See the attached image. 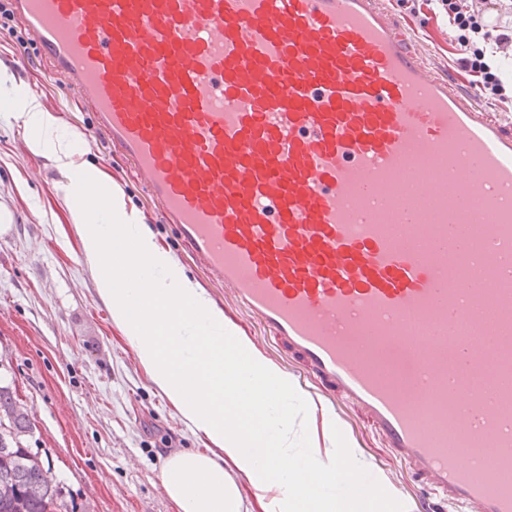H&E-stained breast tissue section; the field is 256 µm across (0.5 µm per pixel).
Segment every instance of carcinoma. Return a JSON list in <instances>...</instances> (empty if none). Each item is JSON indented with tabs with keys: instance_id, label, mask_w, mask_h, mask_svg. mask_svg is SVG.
<instances>
[{
	"instance_id": "cac0c4a2",
	"label": "carcinoma",
	"mask_w": 512,
	"mask_h": 512,
	"mask_svg": "<svg viewBox=\"0 0 512 512\" xmlns=\"http://www.w3.org/2000/svg\"><path fill=\"white\" fill-rule=\"evenodd\" d=\"M18 395L0 385V512H70L68 492L50 462L26 445L35 424L17 410Z\"/></svg>"
}]
</instances>
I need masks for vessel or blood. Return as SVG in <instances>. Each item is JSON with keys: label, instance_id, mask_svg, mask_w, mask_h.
<instances>
[{"label": "vessel or blood", "instance_id": "b4317fda", "mask_svg": "<svg viewBox=\"0 0 512 512\" xmlns=\"http://www.w3.org/2000/svg\"><path fill=\"white\" fill-rule=\"evenodd\" d=\"M212 280L449 507L512 512V128L383 0H12Z\"/></svg>", "mask_w": 512, "mask_h": 512}]
</instances>
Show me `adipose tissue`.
<instances>
[{
    "label": "adipose tissue",
    "instance_id": "ef3b65f1",
    "mask_svg": "<svg viewBox=\"0 0 512 512\" xmlns=\"http://www.w3.org/2000/svg\"><path fill=\"white\" fill-rule=\"evenodd\" d=\"M0 84L12 90L9 106L20 114L30 149L52 159L65 178L60 190L113 323L153 386L206 439L205 450L173 454L162 468V487L179 512H242L228 462L247 476L268 512H373L377 497L362 486L355 454L341 448L294 456L288 439L301 407L285 376L228 335L223 311L179 260L159 249L121 190H108L102 206L89 198L103 185L100 170L75 162L73 139L58 134L38 99L7 69L0 68ZM341 483L348 494H337Z\"/></svg>",
    "mask_w": 512,
    "mask_h": 512
}]
</instances>
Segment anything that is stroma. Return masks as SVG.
Returning <instances> with one entry per match:
<instances>
[{"mask_svg": "<svg viewBox=\"0 0 512 512\" xmlns=\"http://www.w3.org/2000/svg\"><path fill=\"white\" fill-rule=\"evenodd\" d=\"M386 5L439 71L462 74L458 47L425 0L413 11L398 0ZM19 51L26 66L15 61ZM0 61L56 117L62 133L81 134L92 126V114L72 105L10 0H0ZM6 95L0 89V382L15 386L27 401L36 424L28 446L49 455L76 512H178L161 486V470L171 453L204 450V441L155 390L113 325L83 264L81 241L57 188L61 176L50 160L29 150ZM77 148L76 162L93 163L116 183L158 244L181 261L254 348L289 380H302L299 366L209 281L170 225L160 223L136 173L111 153L106 139ZM330 413L335 431L311 425L300 449L323 451L335 443L352 448L361 464L381 466L373 474L381 512H427V494L412 486L405 465L390 456L365 416L342 404ZM166 437L171 446L163 445Z\"/></svg>", "mask_w": 512, "mask_h": 512, "instance_id": "stroma-1", "label": "stroma"}]
</instances>
